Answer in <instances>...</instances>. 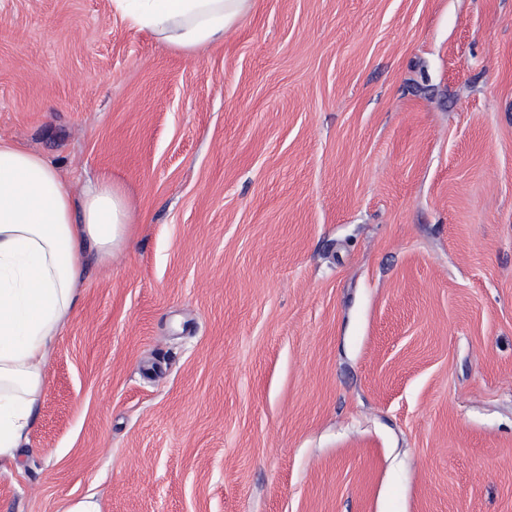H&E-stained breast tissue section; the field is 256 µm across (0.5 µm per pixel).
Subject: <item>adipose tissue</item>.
<instances>
[{
  "instance_id": "1",
  "label": "adipose tissue",
  "mask_w": 512,
  "mask_h": 512,
  "mask_svg": "<svg viewBox=\"0 0 512 512\" xmlns=\"http://www.w3.org/2000/svg\"><path fill=\"white\" fill-rule=\"evenodd\" d=\"M131 27L195 55L223 41L254 0H113ZM134 213L109 178L73 192L57 166L0 139V459L27 436L52 345L79 302L82 259H111Z\"/></svg>"
}]
</instances>
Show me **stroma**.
Returning a JSON list of instances; mask_svg holds the SVG:
<instances>
[{
	"label": "stroma",
	"mask_w": 512,
	"mask_h": 512,
	"mask_svg": "<svg viewBox=\"0 0 512 512\" xmlns=\"http://www.w3.org/2000/svg\"><path fill=\"white\" fill-rule=\"evenodd\" d=\"M0 137L137 214L0 512H512V0H0ZM138 30L174 50L196 55L220 43L254 8V0H113Z\"/></svg>",
	"instance_id": "1"
}]
</instances>
